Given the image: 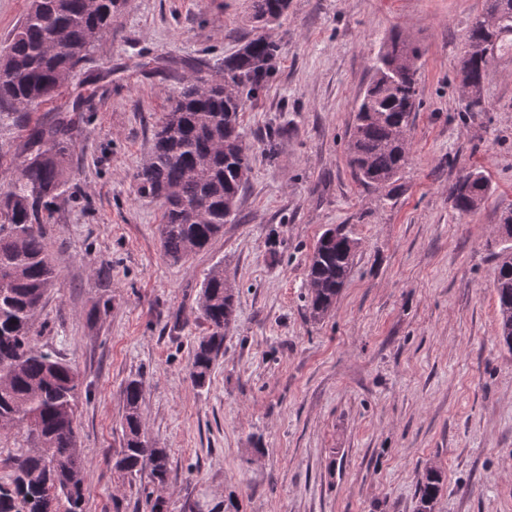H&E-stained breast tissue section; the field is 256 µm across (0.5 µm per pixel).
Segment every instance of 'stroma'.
<instances>
[{
  "label": "stroma",
  "instance_id": "stroma-1",
  "mask_svg": "<svg viewBox=\"0 0 512 512\" xmlns=\"http://www.w3.org/2000/svg\"><path fill=\"white\" fill-rule=\"evenodd\" d=\"M251 0H122L110 34L62 90L92 97L68 158L69 190L45 242L58 281L34 344L80 373L82 512H150L149 470L112 464L123 388L143 384L152 447L166 449L167 512L233 496L239 512H512V351L499 339L498 227L512 211V50L492 61L483 109L457 73L484 0H289L263 28ZM423 51L410 163L392 196L358 180L348 143L373 58L394 33ZM281 47L241 116L252 164L238 220L174 262L160 205L135 175L184 62L220 69L245 41ZM478 170L490 192L459 213L449 192ZM342 225L359 243L333 310L311 319L308 257ZM223 265L237 318L210 382L188 366L208 332L203 280ZM442 476L435 469L426 471L418 486V512H433L434 503L441 490Z\"/></svg>",
  "mask_w": 512,
  "mask_h": 512
}]
</instances>
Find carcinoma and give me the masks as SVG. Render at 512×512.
<instances>
[{
  "mask_svg": "<svg viewBox=\"0 0 512 512\" xmlns=\"http://www.w3.org/2000/svg\"><path fill=\"white\" fill-rule=\"evenodd\" d=\"M121 0H30V7L10 35L0 56V118L13 119L26 131L12 157L0 153V167L11 165L0 185V437L21 435L6 459L10 472L0 476V512H82L86 465L77 447L79 372L33 343V326L47 292L55 287L56 268L44 243L53 223L56 200L68 191L66 162L73 131L85 105L79 92L42 121L31 112L59 94L72 73L112 28ZM252 17L269 24L288 10L286 0H251ZM488 22L471 26L458 71L459 89L468 112L483 110L481 86L494 55L477 58L470 48L506 46L512 34V0H487ZM279 46L264 35L246 41L224 57L213 74L206 64H188L191 73L174 87L171 109L153 134L151 151L136 173L137 192L159 200L161 247L173 261L205 249L235 221L238 200L251 170L249 148L240 132V112L273 74ZM422 51L408 38L392 35L373 63V78L356 105L350 133V163L361 183L377 190L393 188L408 165L409 144L400 140L419 107L418 68ZM488 182L479 172L461 176L451 189L453 206L471 213L485 200ZM349 232L330 228L309 257L305 297L309 316H326L344 288L355 256ZM498 255L495 294L500 340L512 350V260ZM236 288L214 267L204 279L200 301L208 333L194 347L189 377L202 388L224 349L225 331L236 321ZM123 448L116 471L135 475L150 467L163 484L169 470L164 448H152L144 432L138 379L123 389ZM442 476L426 471L418 486V512H434Z\"/></svg>",
  "mask_w": 512,
  "mask_h": 512,
  "instance_id": "1",
  "label": "carcinoma"
}]
</instances>
